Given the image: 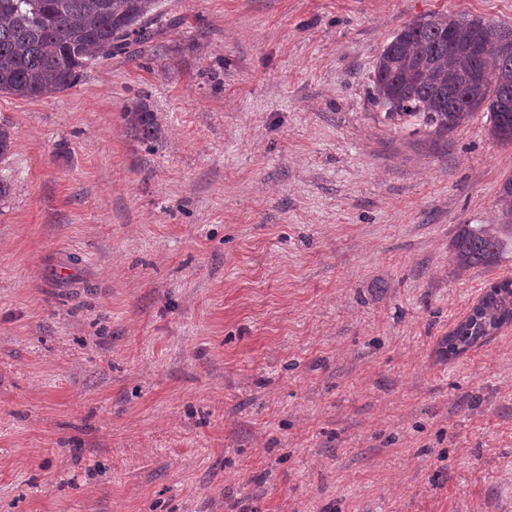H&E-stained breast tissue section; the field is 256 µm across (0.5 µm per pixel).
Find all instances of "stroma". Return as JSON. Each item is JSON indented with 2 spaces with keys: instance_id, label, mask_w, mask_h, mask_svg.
Masks as SVG:
<instances>
[{
  "instance_id": "1",
  "label": "stroma",
  "mask_w": 512,
  "mask_h": 512,
  "mask_svg": "<svg viewBox=\"0 0 512 512\" xmlns=\"http://www.w3.org/2000/svg\"><path fill=\"white\" fill-rule=\"evenodd\" d=\"M161 3L178 25L66 92L0 94V512H512V324L439 352L512 279V230L450 253L512 145L372 82L405 24L510 29L512 0ZM127 129L152 145L162 138L163 126L157 112H153L144 101L136 102L123 114ZM496 224H463L451 243L452 261L461 270L495 265L504 242Z\"/></svg>"
}]
</instances>
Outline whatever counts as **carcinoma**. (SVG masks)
I'll list each match as a JSON object with an SVG mask.
<instances>
[{
	"label": "carcinoma",
	"mask_w": 512,
	"mask_h": 512,
	"mask_svg": "<svg viewBox=\"0 0 512 512\" xmlns=\"http://www.w3.org/2000/svg\"><path fill=\"white\" fill-rule=\"evenodd\" d=\"M179 19L160 0H0V94L21 99L52 97L74 86L96 60L146 44L159 28ZM376 99L387 117L408 116L446 134L483 110L490 134L512 144V30L479 18L444 14L403 26L374 66ZM127 129L152 145L162 138L158 113L144 101L123 114ZM504 226L512 225V177L499 192ZM504 242L493 224H464L451 243L454 265L492 266ZM512 322V280L484 294L474 321L460 326L445 345L456 356L462 337L487 336Z\"/></svg>",
	"instance_id": "1"
}]
</instances>
